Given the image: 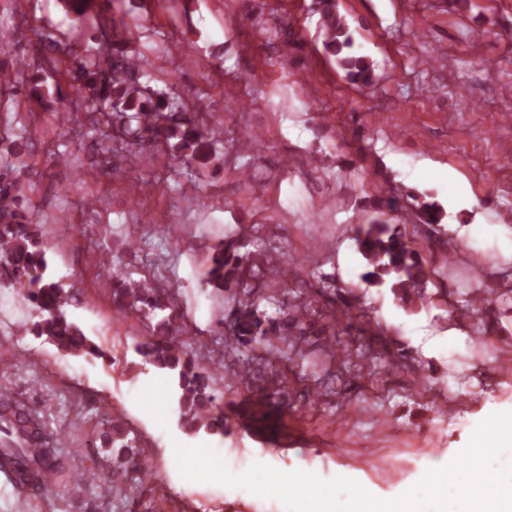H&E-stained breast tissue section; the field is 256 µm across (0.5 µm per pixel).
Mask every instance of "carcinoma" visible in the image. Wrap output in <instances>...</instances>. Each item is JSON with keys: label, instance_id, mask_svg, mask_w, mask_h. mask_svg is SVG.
Returning <instances> with one entry per match:
<instances>
[{"label": "carcinoma", "instance_id": "carcinoma-1", "mask_svg": "<svg viewBox=\"0 0 512 512\" xmlns=\"http://www.w3.org/2000/svg\"><path fill=\"white\" fill-rule=\"evenodd\" d=\"M64 3L78 18H90L101 36L98 56L81 64L83 86L88 88V94L82 98L85 109L107 112L117 108L132 135L147 131L178 139L173 145L176 151L173 158L189 168L195 162L207 160L208 155L201 153V149L220 142L218 125H190L182 117L187 111L185 100L130 81V71L138 70L145 75L148 64L138 57L125 56L122 41L112 39L113 19L108 16L112 0H64ZM319 4L325 51L339 58L350 83L360 87L371 85L374 78L371 65L363 57L349 53L352 38L345 21L336 12L334 0H319ZM22 195L17 168L5 167L0 172V278L25 288L26 300L38 317L33 324L34 335L46 337L70 354L101 358L104 353L100 347L67 313L75 297L54 278L38 225L32 223L22 207ZM356 242L367 265L363 280L389 284L402 300L424 294L428 277L421 258L410 249L398 225L363 224ZM246 260L247 255L238 254L232 242L216 248L209 260L207 283L221 292L234 284L255 294L245 282L242 264ZM172 300L173 295L167 290L147 282L129 279L113 282L112 303L120 314L134 312L147 320L154 312L165 310ZM255 312L252 301L238 308L232 315L231 335L224 337V342L247 344L257 338L266 339L268 330L262 327ZM154 330L160 335L146 337L138 343L136 351L146 363L169 377L171 404L181 428L188 435L227 433L228 419L209 391L208 381L214 368L203 360L183 355L170 317L162 318ZM0 417L7 422L0 429L3 433L0 448L17 457L28 455L36 464L58 467L54 448L46 446L41 426L30 413L15 401H0ZM101 436L104 447L113 453L111 481L104 488L113 483L123 484L129 500H135L142 495V478L146 475L145 464L140 459L139 438L130 434L125 422L111 419L106 420Z\"/></svg>", "mask_w": 512, "mask_h": 512}]
</instances>
